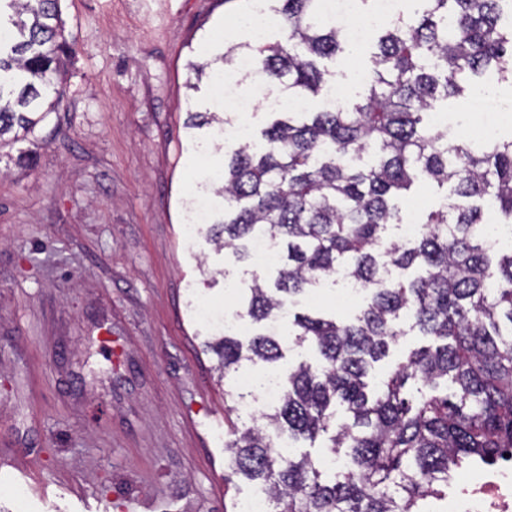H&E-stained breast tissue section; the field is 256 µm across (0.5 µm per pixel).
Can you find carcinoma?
<instances>
[{
  "label": "carcinoma",
  "instance_id": "carcinoma-1",
  "mask_svg": "<svg viewBox=\"0 0 512 512\" xmlns=\"http://www.w3.org/2000/svg\"><path fill=\"white\" fill-rule=\"evenodd\" d=\"M268 10L279 40L236 44L188 67L200 78L248 55L270 94L321 95L334 78L324 61L351 44L345 29L323 14L322 0H271ZM505 11L512 15V0H415L412 16L380 36L361 101L273 109L259 143L224 153L215 191L224 207L208 240L243 263L261 238L280 252L274 280L252 274L241 300L255 330L208 343L225 379L243 360L283 358L275 322L293 297L341 279L368 292L352 320L294 315L292 335L314 344L319 361L288 369L263 425L234 423L251 392L224 391V480L257 483L274 512H433L418 503L444 496L451 467L512 451V246L497 257L482 231L486 209L512 224V140L477 146L431 121L438 98L462 95L485 69L512 80ZM5 22L0 144L9 133L16 144L60 105L71 49L59 0H0ZM226 122L192 112L186 128L215 125L220 136ZM422 181L450 193L414 240H385L388 226L402 223L400 202ZM403 317L432 345L410 351L371 389L369 372L404 335ZM412 384L428 389L417 403L406 397ZM338 406L351 422L336 423ZM270 429L290 441L325 435L321 453L347 448L351 465L326 482L320 456L276 452Z\"/></svg>",
  "mask_w": 512,
  "mask_h": 512
}]
</instances>
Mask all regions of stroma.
<instances>
[{"mask_svg":"<svg viewBox=\"0 0 512 512\" xmlns=\"http://www.w3.org/2000/svg\"><path fill=\"white\" fill-rule=\"evenodd\" d=\"M250 0H60L67 96L0 146V512H224V383L207 304L228 313L252 266L186 238L219 170L189 113L259 134L264 107L215 104L187 64L244 43ZM372 39L327 61L346 100ZM32 163L15 165L18 148ZM353 317L324 284L290 305ZM219 114L221 112H192L186 122V128L190 130L202 129L216 124V135L224 136V123L228 122V119L220 117Z\"/></svg>","mask_w":512,"mask_h":512,"instance_id":"stroma-1","label":"stroma"}]
</instances>
